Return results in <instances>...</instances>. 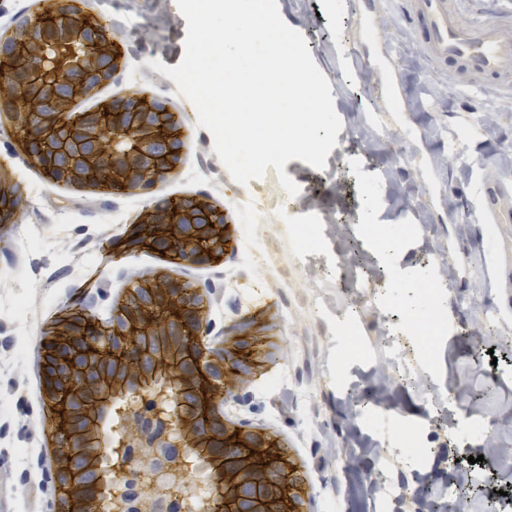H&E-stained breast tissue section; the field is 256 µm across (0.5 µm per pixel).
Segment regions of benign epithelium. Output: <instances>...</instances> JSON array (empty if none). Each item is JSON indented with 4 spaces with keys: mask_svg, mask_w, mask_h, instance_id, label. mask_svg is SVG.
<instances>
[{
    "mask_svg": "<svg viewBox=\"0 0 512 512\" xmlns=\"http://www.w3.org/2000/svg\"><path fill=\"white\" fill-rule=\"evenodd\" d=\"M76 0H57L51 13L24 18L7 36H0V61L12 62L0 74L7 90L0 91V114L27 130L24 147L44 169L48 182L76 187L107 186L116 192H148L171 174L188 147L180 121L164 100L147 90L102 101L92 112L75 116L73 104L112 79L118 67L114 43L101 22L79 15ZM19 188L0 180V222H10L19 205ZM224 208L207 197L160 201L144 207L129 240L131 246L163 250L179 260L206 264L224 248ZM206 301L190 285L167 275L143 278L112 320L96 324L80 313L55 320L51 354L56 359L50 382H59L55 401L59 419L82 407L79 426L93 428L96 378L114 361L135 363L152 350V337L177 336L185 360L195 371L188 377L200 392L196 416L211 410L218 385L225 392L248 382L256 369L255 336L249 324L236 327L224 348L203 354L191 344L203 326ZM172 442L184 444L196 430L194 421L175 412L169 420ZM224 447L234 448L224 480L237 490L236 499L218 500L212 512H297L301 499L293 462L267 471L252 449L268 452L281 447L271 437L252 430H224ZM125 440L111 445L107 474L112 489L125 477ZM195 449L176 456L158 473L145 462L142 493L178 500L180 477L192 470Z\"/></svg>",
    "mask_w": 512,
    "mask_h": 512,
    "instance_id": "7a95c632",
    "label": "benign epithelium"
}]
</instances>
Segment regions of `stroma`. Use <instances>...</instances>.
<instances>
[{
  "label": "stroma",
  "mask_w": 512,
  "mask_h": 512,
  "mask_svg": "<svg viewBox=\"0 0 512 512\" xmlns=\"http://www.w3.org/2000/svg\"><path fill=\"white\" fill-rule=\"evenodd\" d=\"M302 32L331 86L343 127L325 170L293 159L285 172L301 187L296 222L317 226V245L295 250L276 204L275 169L242 185L197 124L194 105L153 60L177 66L187 21L175 0H78L80 13L112 28L120 65L75 111L139 89L164 98L189 146L176 171L148 193L48 183L22 147L23 132L0 123V173L17 184L13 223L40 233L38 248L0 246V512H57L56 467L43 456L38 394L43 352L32 339L54 319L82 311L109 317L137 276L169 274L207 299L204 334L223 347L250 320L261 360L233 387L224 415L283 440L306 479L304 512H418L417 501L448 485L471 489V512H488L489 488L512 481V428L496 430L505 454L482 461L484 440L466 441L477 421L512 418V280L494 279L488 232L512 244V224L487 226L477 188L512 178V92L465 87L434 70L402 0H278ZM265 200L244 207L250 193ZM206 196L230 222L223 255L206 265L127 245L141 209L158 200ZM411 225L410 237L380 239ZM97 259L98 287H84ZM440 295L442 332L428 354L416 321L428 320L421 292ZM25 296L29 314H13ZM400 363L424 384L394 386L378 404L368 379ZM417 428L431 453L403 456L404 431ZM402 481L403 501L371 481Z\"/></svg>",
  "instance_id": "1"
}]
</instances>
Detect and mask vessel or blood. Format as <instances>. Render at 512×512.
Wrapping results in <instances>:
<instances>
[{"label": "vessel or blood", "mask_w": 512, "mask_h": 512, "mask_svg": "<svg viewBox=\"0 0 512 512\" xmlns=\"http://www.w3.org/2000/svg\"><path fill=\"white\" fill-rule=\"evenodd\" d=\"M408 15L435 68L471 84H512V40L496 20L465 19L455 0H406ZM483 216L494 224H512V179L483 184Z\"/></svg>", "instance_id": "obj_1"}]
</instances>
